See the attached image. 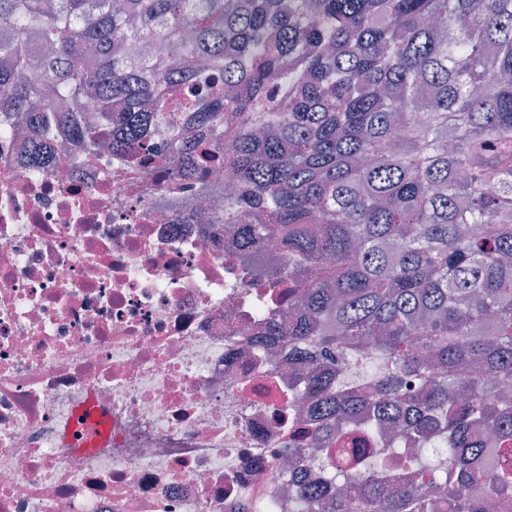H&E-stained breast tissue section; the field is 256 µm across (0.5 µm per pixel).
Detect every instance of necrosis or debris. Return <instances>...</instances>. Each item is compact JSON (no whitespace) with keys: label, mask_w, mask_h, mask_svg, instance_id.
I'll return each mask as SVG.
<instances>
[{"label":"necrosis or debris","mask_w":512,"mask_h":512,"mask_svg":"<svg viewBox=\"0 0 512 512\" xmlns=\"http://www.w3.org/2000/svg\"><path fill=\"white\" fill-rule=\"evenodd\" d=\"M122 155L76 139L27 164L0 129V512H303L283 460L309 446L287 354L251 346L285 304L246 270L224 170L144 164L183 113Z\"/></svg>","instance_id":"necrosis-or-debris-1"}]
</instances>
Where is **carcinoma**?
Wrapping results in <instances>:
<instances>
[{"label": "carcinoma", "instance_id": "cac0c4a2", "mask_svg": "<svg viewBox=\"0 0 512 512\" xmlns=\"http://www.w3.org/2000/svg\"><path fill=\"white\" fill-rule=\"evenodd\" d=\"M170 109L224 126V221L288 300L264 341L288 348L319 440L371 412L447 449L393 479L376 460L334 497L304 483L308 512H512V0H0V122L94 154Z\"/></svg>", "mask_w": 512, "mask_h": 512}]
</instances>
